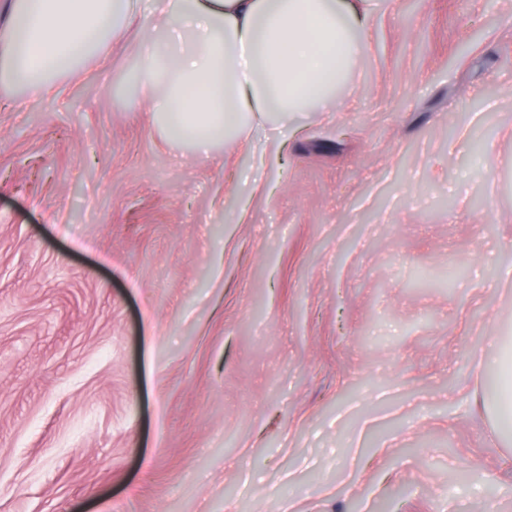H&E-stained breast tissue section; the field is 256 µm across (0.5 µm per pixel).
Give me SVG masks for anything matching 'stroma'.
Masks as SVG:
<instances>
[{"label":"stroma","mask_w":512,"mask_h":512,"mask_svg":"<svg viewBox=\"0 0 512 512\" xmlns=\"http://www.w3.org/2000/svg\"><path fill=\"white\" fill-rule=\"evenodd\" d=\"M332 112L204 156L136 46L0 87V512H512V0H370Z\"/></svg>","instance_id":"obj_1"}]
</instances>
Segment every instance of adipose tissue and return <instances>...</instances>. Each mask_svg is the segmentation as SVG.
<instances>
[{"label": "adipose tissue", "mask_w": 512, "mask_h": 512, "mask_svg": "<svg viewBox=\"0 0 512 512\" xmlns=\"http://www.w3.org/2000/svg\"><path fill=\"white\" fill-rule=\"evenodd\" d=\"M367 0H159L158 25H135L136 0H11L0 84L33 97L101 58L132 30L139 65L121 74L128 106L149 93L169 142L209 153L226 136L342 105L366 51Z\"/></svg>", "instance_id": "obj_1"}]
</instances>
